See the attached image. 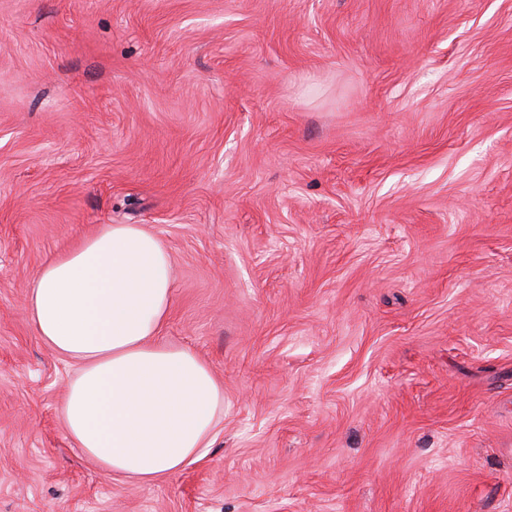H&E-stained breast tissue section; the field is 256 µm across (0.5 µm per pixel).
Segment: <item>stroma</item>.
<instances>
[{
    "label": "stroma",
    "mask_w": 512,
    "mask_h": 512,
    "mask_svg": "<svg viewBox=\"0 0 512 512\" xmlns=\"http://www.w3.org/2000/svg\"><path fill=\"white\" fill-rule=\"evenodd\" d=\"M102 224L224 384L154 485L24 311ZM0 512H512V0H0Z\"/></svg>",
    "instance_id": "1"
}]
</instances>
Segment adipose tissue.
<instances>
[{
	"label": "adipose tissue",
	"mask_w": 512,
	"mask_h": 512,
	"mask_svg": "<svg viewBox=\"0 0 512 512\" xmlns=\"http://www.w3.org/2000/svg\"><path fill=\"white\" fill-rule=\"evenodd\" d=\"M170 255L141 224H105L47 261L25 311L74 368L66 437L103 476L157 484L200 458L224 417V385L193 350L162 342Z\"/></svg>",
	"instance_id": "adipose-tissue-1"
}]
</instances>
